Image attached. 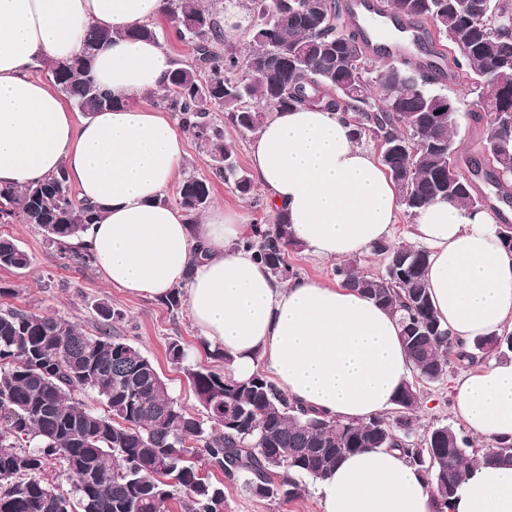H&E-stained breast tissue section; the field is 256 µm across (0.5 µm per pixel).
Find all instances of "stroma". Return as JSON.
<instances>
[{
  "instance_id": "obj_1",
  "label": "stroma",
  "mask_w": 512,
  "mask_h": 512,
  "mask_svg": "<svg viewBox=\"0 0 512 512\" xmlns=\"http://www.w3.org/2000/svg\"><path fill=\"white\" fill-rule=\"evenodd\" d=\"M443 89L449 97L459 101L462 111L467 114L466 119L459 121L453 129L461 157L478 155L482 126L468 117L476 107V90L458 81L444 83ZM185 150L183 173L212 180V205L243 212L253 224L275 223V215L253 204L254 199L265 196L259 184H252L250 197H241L221 179L215 178L214 161L193 139H186ZM0 236L15 240L31 257L27 270L16 272L0 268V281L17 291L15 297L0 298V309L17 307L62 317L93 334L100 321L96 307L98 303H108L121 313L120 318L111 323L112 335L138 347L154 362L168 383L172 396L187 411H198L199 404L183 366L172 363L167 356L169 341H182L190 363L216 371L224 370L225 365L205 357L200 346L201 338L186 310L173 314L159 300L136 297L106 284L94 264L77 262L71 248L50 245L42 231L32 225L17 220L0 223ZM459 374V369L450 368L443 382L424 387L422 403L417 411L421 425L455 424L456 418L451 411L452 388ZM295 480L300 485V495L285 503L278 499L251 497L245 493L242 479H225L224 512H322L315 481L302 474L296 475Z\"/></svg>"
}]
</instances>
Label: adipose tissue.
<instances>
[{"instance_id": "ef3b65f1", "label": "adipose tissue", "mask_w": 512, "mask_h": 512, "mask_svg": "<svg viewBox=\"0 0 512 512\" xmlns=\"http://www.w3.org/2000/svg\"><path fill=\"white\" fill-rule=\"evenodd\" d=\"M163 8V0H0V188L66 169L80 198L103 213L78 243L105 282L151 299L187 283L188 316L223 349L233 379L265 369L291 400L343 422L389 411L411 366L387 310L338 283L277 284L238 245L243 214L216 206L193 224L162 202L185 165L184 141L141 100L163 90L173 64L161 42L126 32ZM91 26L112 39L89 76L118 105L81 118L31 68L79 54ZM251 165L271 211L285 214L294 238L318 257L343 260L390 238L397 189L340 113L272 112ZM409 240L430 252V296L457 342L512 329V253L492 214L437 199L414 216ZM452 412L477 439H512V360L461 374ZM317 493L322 512H512V464L471 470L443 511L394 448L343 457Z\"/></svg>"}]
</instances>
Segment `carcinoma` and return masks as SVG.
Segmentation results:
<instances>
[{
    "label": "carcinoma",
    "mask_w": 512,
    "mask_h": 512,
    "mask_svg": "<svg viewBox=\"0 0 512 512\" xmlns=\"http://www.w3.org/2000/svg\"><path fill=\"white\" fill-rule=\"evenodd\" d=\"M257 16L249 49L224 48L219 0H165L170 31L157 22L136 26V40L173 38L192 51L177 60L168 84L150 93L152 103L177 117L182 129L217 163L215 175L246 195L250 179L238 172L224 143L221 116L259 133L276 109L316 105L349 115L357 141L380 143L378 158L394 181L408 215L436 198L472 212H498L491 197L512 198V0H384L388 10L428 26L430 51L479 91L484 115L479 157L461 161L451 136L460 107L449 99L448 116L434 120L437 81L415 68L392 64L375 72L366 42L347 31L341 0H249ZM112 38L88 30L82 52L65 60H39L57 91L83 116L118 105L88 77L95 54ZM468 171H463L462 167ZM484 180L490 191L478 189ZM212 182L187 176L178 204L192 218L210 204ZM37 226L52 244L80 237L100 222V210L81 200L61 170L21 188H0V221ZM239 246L278 282L297 278L288 251L303 245L285 215L256 228ZM378 274L340 262L334 275L399 316L412 378L390 415L341 422L290 400L260 372L245 381L206 367L186 369L201 412L172 397L155 364L111 335L122 313L97 307V334L66 319L9 307L0 309V512H164L176 499L185 512H224V483L196 459L231 478L247 476L250 494L289 502L300 496L288 473L327 478L343 456L368 448H396L448 506L466 473L488 462L512 460V442L490 452L462 428L434 424L419 429L415 416L421 385L443 380L448 369L468 370L512 354L504 330L457 343L433 308L425 273L429 251L382 242ZM29 254L0 238V268L26 270ZM90 392L98 412L78 395ZM51 460L74 477L64 492L44 477Z\"/></svg>",
    "instance_id": "cac0c4a2"
}]
</instances>
